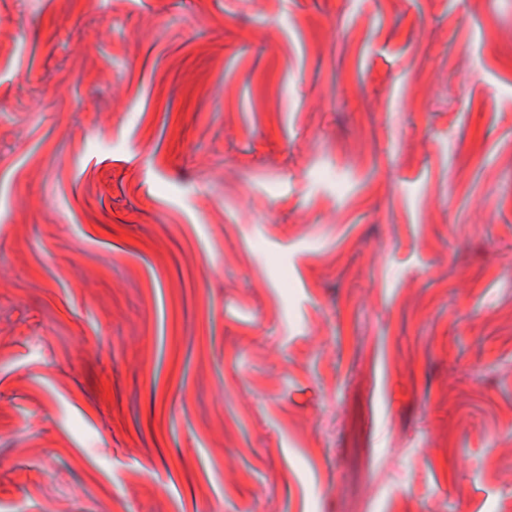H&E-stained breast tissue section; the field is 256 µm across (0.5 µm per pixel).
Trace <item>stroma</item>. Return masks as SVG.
<instances>
[{"label": "stroma", "instance_id": "stroma-1", "mask_svg": "<svg viewBox=\"0 0 512 512\" xmlns=\"http://www.w3.org/2000/svg\"><path fill=\"white\" fill-rule=\"evenodd\" d=\"M512 0H0V512H507Z\"/></svg>", "mask_w": 512, "mask_h": 512}]
</instances>
